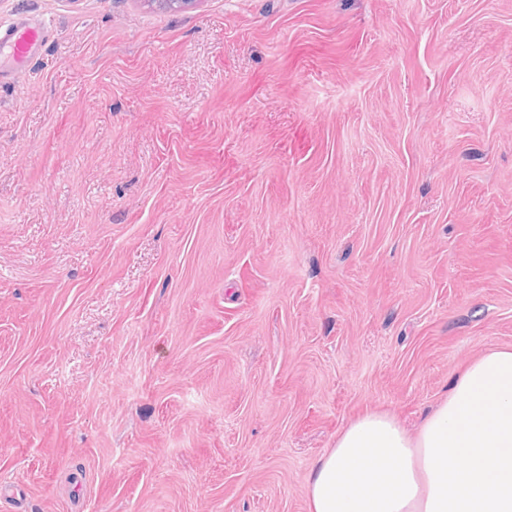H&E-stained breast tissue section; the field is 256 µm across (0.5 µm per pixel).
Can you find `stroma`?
<instances>
[{
	"label": "stroma",
	"mask_w": 512,
	"mask_h": 512,
	"mask_svg": "<svg viewBox=\"0 0 512 512\" xmlns=\"http://www.w3.org/2000/svg\"><path fill=\"white\" fill-rule=\"evenodd\" d=\"M0 512H307L368 411L512 347V0H0ZM45 37V27L26 20L0 26V71L33 59Z\"/></svg>",
	"instance_id": "obj_1"
}]
</instances>
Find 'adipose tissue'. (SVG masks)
Returning <instances> with one entry per match:
<instances>
[{
	"instance_id": "ef3b65f1",
	"label": "adipose tissue",
	"mask_w": 512,
	"mask_h": 512,
	"mask_svg": "<svg viewBox=\"0 0 512 512\" xmlns=\"http://www.w3.org/2000/svg\"><path fill=\"white\" fill-rule=\"evenodd\" d=\"M308 512H512V349H492L409 433L369 411L307 479Z\"/></svg>"
}]
</instances>
